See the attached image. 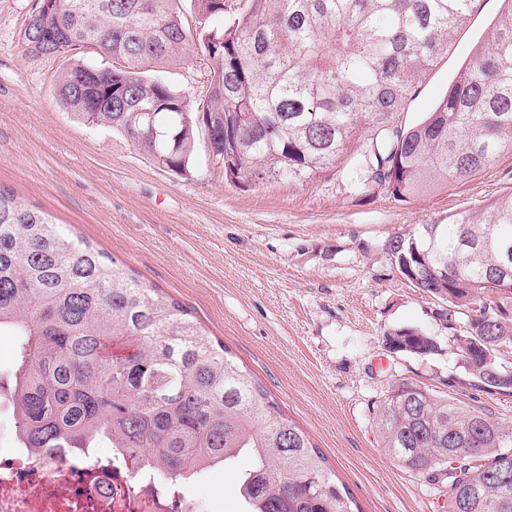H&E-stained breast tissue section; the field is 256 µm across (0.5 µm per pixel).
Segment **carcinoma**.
<instances>
[{"mask_svg": "<svg viewBox=\"0 0 512 512\" xmlns=\"http://www.w3.org/2000/svg\"><path fill=\"white\" fill-rule=\"evenodd\" d=\"M480 0H248L231 23L224 0H197L191 32L176 0H65L30 24L49 54L71 55L57 99L81 121L123 135L155 164L191 172L212 139L226 179L314 180L359 142L361 184L397 199L453 186L512 154V0L426 116L403 121ZM210 62L191 105L156 68L183 62L194 39ZM108 61L96 66L89 61ZM89 68L99 79L81 91ZM155 108L156 136L134 105ZM387 252L416 288L446 304L448 349L476 386L512 392V194L482 216L422 224ZM17 340L0 377L26 448L107 443L177 486L241 455L242 512H359L324 454L221 341L181 304L116 260L69 238L41 209L0 187V334ZM390 350L430 357L440 341L415 328ZM382 447L401 467L448 487L446 512H512V421L442 400L407 380L376 412Z\"/></svg>", "mask_w": 512, "mask_h": 512, "instance_id": "obj_1", "label": "carcinoma"}]
</instances>
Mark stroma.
<instances>
[{
    "instance_id": "obj_1",
    "label": "stroma",
    "mask_w": 512,
    "mask_h": 512,
    "mask_svg": "<svg viewBox=\"0 0 512 512\" xmlns=\"http://www.w3.org/2000/svg\"><path fill=\"white\" fill-rule=\"evenodd\" d=\"M31 0H0V185L49 213L72 238L122 262L145 287L183 305L325 455L362 512H438L445 486L401 467L374 417L394 382L488 408L512 420V392L472 387L460 358L392 353L385 336L415 328L440 339L439 302L397 270L388 241L421 224L476 214L512 192V155L467 182L406 200L356 187L359 146L310 181L241 185L199 153L191 175L159 167L121 134L73 119L56 99L63 56L27 51ZM481 0L404 117H424L497 16ZM198 46L164 73L189 100L206 92ZM250 459L195 488L234 512Z\"/></svg>"
}]
</instances>
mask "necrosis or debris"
Here are the masks:
<instances>
[{
    "label": "necrosis or debris",
    "mask_w": 512,
    "mask_h": 512,
    "mask_svg": "<svg viewBox=\"0 0 512 512\" xmlns=\"http://www.w3.org/2000/svg\"><path fill=\"white\" fill-rule=\"evenodd\" d=\"M0 512H203V506L190 487L173 496L151 468H132L123 449L60 458L17 443L0 450Z\"/></svg>",
    "instance_id": "necrosis-or-debris-1"
}]
</instances>
